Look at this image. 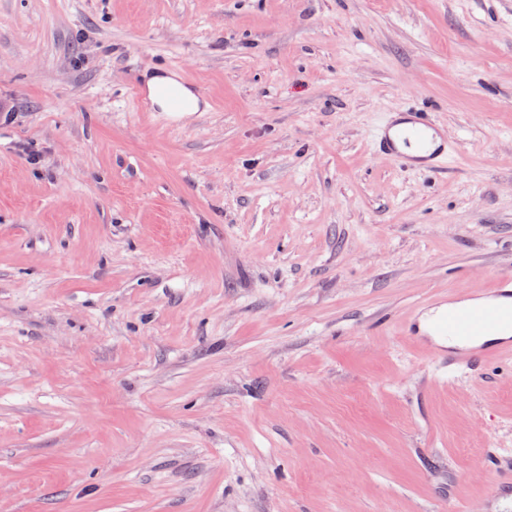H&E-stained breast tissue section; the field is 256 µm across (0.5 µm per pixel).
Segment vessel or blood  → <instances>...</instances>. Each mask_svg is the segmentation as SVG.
<instances>
[{
	"mask_svg": "<svg viewBox=\"0 0 512 512\" xmlns=\"http://www.w3.org/2000/svg\"><path fill=\"white\" fill-rule=\"evenodd\" d=\"M185 89L181 80L161 87L167 112L177 115L190 107ZM372 148L401 169L426 173L447 169L455 151L431 113L414 107L386 113L372 134ZM497 297L494 303L451 304L447 312L433 320L436 335L451 345L449 365L487 359L506 348V341L499 339L498 334L503 328L505 311H512V277L499 280Z\"/></svg>",
	"mask_w": 512,
	"mask_h": 512,
	"instance_id": "vessel-or-blood-1",
	"label": "vessel or blood"
}]
</instances>
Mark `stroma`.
Returning a JSON list of instances; mask_svg holds the SVG:
<instances>
[{
    "mask_svg": "<svg viewBox=\"0 0 512 512\" xmlns=\"http://www.w3.org/2000/svg\"><path fill=\"white\" fill-rule=\"evenodd\" d=\"M509 275L512 0H0V512H512V352L407 331ZM184 81V78H180L177 83L165 84L160 88V95L165 101L166 110L168 113H172L171 115H180L191 106L192 100L186 94L185 89H191L197 99L203 95L202 91L190 88ZM375 153L404 170L441 173L455 152L443 127L430 112L406 107L387 112L372 134Z\"/></svg>",
    "mask_w": 512,
    "mask_h": 512,
    "instance_id": "stroma-1",
    "label": "stroma"
}]
</instances>
